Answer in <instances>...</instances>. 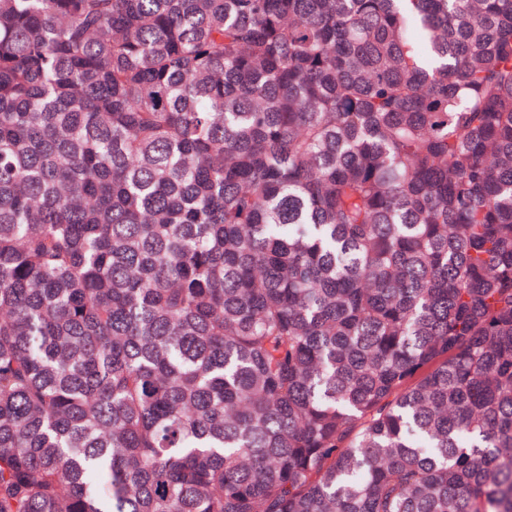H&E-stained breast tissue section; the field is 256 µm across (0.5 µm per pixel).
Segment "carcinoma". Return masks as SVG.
Instances as JSON below:
<instances>
[{
    "label": "carcinoma",
    "mask_w": 512,
    "mask_h": 512,
    "mask_svg": "<svg viewBox=\"0 0 512 512\" xmlns=\"http://www.w3.org/2000/svg\"><path fill=\"white\" fill-rule=\"evenodd\" d=\"M0 512H512V0H0Z\"/></svg>",
    "instance_id": "cac0c4a2"
}]
</instances>
